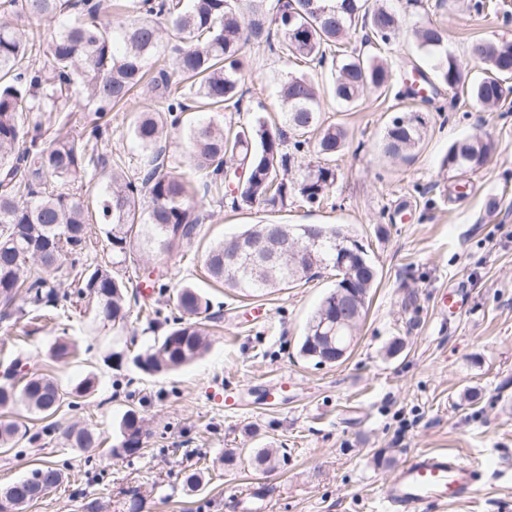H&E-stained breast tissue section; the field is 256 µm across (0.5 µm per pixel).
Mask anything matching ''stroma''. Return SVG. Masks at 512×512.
Segmentation results:
<instances>
[{
	"label": "stroma",
	"mask_w": 512,
	"mask_h": 512,
	"mask_svg": "<svg viewBox=\"0 0 512 512\" xmlns=\"http://www.w3.org/2000/svg\"><path fill=\"white\" fill-rule=\"evenodd\" d=\"M422 0L401 17L399 37L385 49L392 90L345 106L323 92L325 122L348 132L334 161L335 187L321 206L293 202L277 213L261 208L211 206L197 241L169 252L144 249L139 269H125L130 287L145 267L167 268L172 285L195 284L213 307L210 348L177 371L148 375L132 357L157 345L176 314L172 295L138 297L122 328L101 330L95 306L63 302L55 321L0 314V373L48 374L68 389L95 375L91 396L64 401L44 434V419L21 413L29 433L0 453V487L37 465L61 469L65 482L25 512H383L381 492L393 471L424 450L446 449L478 465L477 500L429 512H512V97L488 109L470 94L435 85L430 100L410 94V63L418 59L412 29L418 18L443 28L446 49L468 81L481 64L469 54L475 39L512 42V0ZM251 112L241 121H280L279 83L297 65L285 64L268 45L244 49ZM427 122L420 146L405 160L378 149L386 126L407 112ZM492 134L488 162L458 178L443 160L460 139ZM336 224L362 238L379 270L368 311L350 355L318 365L299 354L307 321L336 281L319 270L309 283L247 296L211 281L204 254L214 242L256 222ZM465 295L460 313H443L449 289ZM79 347L77 358L55 362L59 336ZM404 342L394 357L386 348ZM234 396V407L218 402ZM144 417L140 455H113L118 423L127 410ZM87 424L106 439L75 448L61 431ZM283 448L274 467L254 468L256 448ZM239 449L224 465L226 449ZM205 459L202 485L185 475Z\"/></svg>",
	"instance_id": "obj_1"
}]
</instances>
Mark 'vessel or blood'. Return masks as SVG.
<instances>
[{"label": "vessel or blood", "instance_id": "b4317fda", "mask_svg": "<svg viewBox=\"0 0 512 512\" xmlns=\"http://www.w3.org/2000/svg\"><path fill=\"white\" fill-rule=\"evenodd\" d=\"M478 469L448 451H423L399 466L382 492L387 512H423L429 504L473 499Z\"/></svg>", "mask_w": 512, "mask_h": 512}]
</instances>
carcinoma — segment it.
<instances>
[{
	"label": "carcinoma",
	"instance_id": "obj_1",
	"mask_svg": "<svg viewBox=\"0 0 512 512\" xmlns=\"http://www.w3.org/2000/svg\"><path fill=\"white\" fill-rule=\"evenodd\" d=\"M131 0V18L112 24L105 0H0V14L42 19L79 8V16L65 23L42 53L38 36L8 20L0 21V304L17 300V312L36 319L53 317L59 294L51 276L64 262L77 269L75 293L96 302L102 328L117 327L130 313L126 282L116 268L139 265L138 251L152 247L163 252L189 245L200 233L203 216L194 195L234 209L258 206L279 212L298 197L314 207L336 184V171L327 164L346 143L342 126L327 123L319 109L315 76L326 64L334 70L330 86L337 100L354 104L366 95L384 91L392 80L388 64L372 57L340 52L342 41L358 29L383 44L396 39L399 14L371 0ZM280 35L281 55L295 57L308 71L286 74L279 97L284 126L258 117L237 127L211 119L195 123L188 112L243 111L246 90L242 81V50L250 42L268 41L270 26ZM418 48L434 61L433 78L413 66L425 82L435 80L449 88L465 83L457 63L444 51L442 30L429 20L413 28ZM172 44L173 62L161 57L163 43ZM471 51L485 64L483 76L470 85L471 95L486 106L501 102L502 76L512 74V43L476 41ZM80 84L97 106V119L78 137H45L42 116L56 112L62 126L72 122L67 109L69 87ZM145 93L144 104L129 126V138L143 162L142 175L132 179L121 156L107 158L99 144L107 132L101 123L113 107L127 102L134 91ZM187 127L190 161L195 181L172 166L164 133L169 127ZM425 121L417 113L392 119L380 144L381 154L403 159L421 142ZM312 148L325 163L308 165L288 180L294 156ZM495 150L491 135L454 142L443 164L460 176L483 166ZM104 226L105 244L98 245L95 225ZM325 231L319 246L307 254L297 250L274 265H250L240 260L228 267L241 238L267 230L264 243L280 249L299 230L293 224L262 222L211 246L204 266L209 278L246 293L266 294L309 281L321 266L336 271L335 287L321 300L301 338L299 354L321 362L329 349L318 340L322 323L336 321V292L348 275L341 256L353 258L351 267L359 293L360 310L332 343L351 345L366 300L379 272L367 252H357L353 236L340 227L319 224ZM150 287L168 291V271H148ZM178 322L157 347L135 357L141 371L164 373L201 358L207 351L202 316L209 300L185 283L175 293ZM76 348L58 338L52 357L66 362ZM97 387L88 374L70 390L47 375H31L21 387L0 384V409L19 406L44 418L53 416L66 397L82 398ZM76 448L100 444V433L84 425L62 432ZM143 419L133 409L118 424L119 443L112 454L140 453ZM24 436L15 419L0 420V448H11ZM64 480L49 463L0 490V512H22Z\"/></svg>",
	"mask_w": 512,
	"mask_h": 512
}]
</instances>
